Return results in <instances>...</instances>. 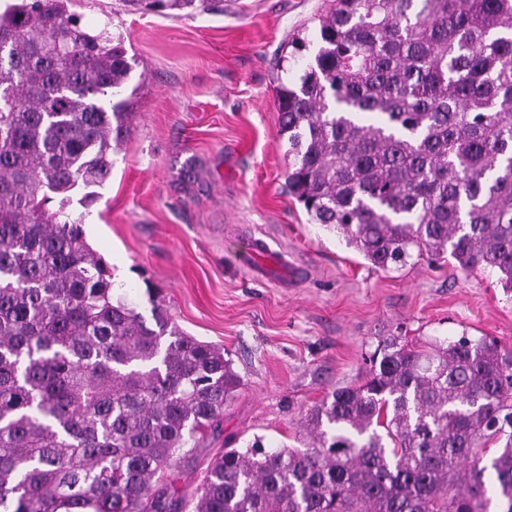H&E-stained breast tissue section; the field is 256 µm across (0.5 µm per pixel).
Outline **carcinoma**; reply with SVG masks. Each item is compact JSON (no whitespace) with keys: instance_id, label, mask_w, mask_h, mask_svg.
Wrapping results in <instances>:
<instances>
[{"instance_id":"carcinoma-1","label":"carcinoma","mask_w":512,"mask_h":512,"mask_svg":"<svg viewBox=\"0 0 512 512\" xmlns=\"http://www.w3.org/2000/svg\"><path fill=\"white\" fill-rule=\"evenodd\" d=\"M327 2L294 45L311 51L299 83L276 90L289 193L377 269L426 254L512 291V0ZM133 69L64 0L0 11V512H179L169 472L241 385L163 304L150 324L114 298L65 212L112 174ZM365 361L306 413L305 449L225 451L193 512H490L489 475L512 512V350L391 335Z\"/></svg>"}]
</instances>
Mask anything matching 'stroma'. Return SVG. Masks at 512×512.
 <instances>
[{"label":"stroma","instance_id":"stroma-1","mask_svg":"<svg viewBox=\"0 0 512 512\" xmlns=\"http://www.w3.org/2000/svg\"><path fill=\"white\" fill-rule=\"evenodd\" d=\"M98 31L111 23L136 61L130 134L112 152V176L65 208L110 265L114 294L150 316L159 290L177 325L223 347L241 379L218 427L170 479L182 512L224 450L262 437L303 447L306 412L332 389L360 383L379 336L401 330L423 345L459 335L512 348V293L496 273L421 259L375 269L344 238L311 223L288 192V141L276 89L309 61L326 0H228L223 12L130 14L120 0H68ZM291 256L302 278L270 280L246 268L249 239Z\"/></svg>","mask_w":512,"mask_h":512}]
</instances>
